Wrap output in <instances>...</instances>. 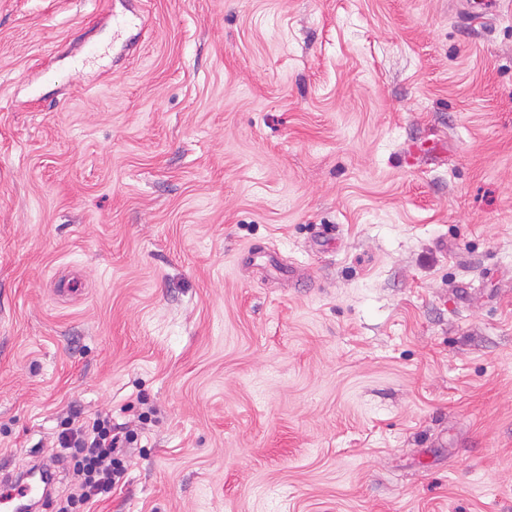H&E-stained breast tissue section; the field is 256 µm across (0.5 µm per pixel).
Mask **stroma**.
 Returning <instances> with one entry per match:
<instances>
[{
	"label": "stroma",
	"mask_w": 512,
	"mask_h": 512,
	"mask_svg": "<svg viewBox=\"0 0 512 512\" xmlns=\"http://www.w3.org/2000/svg\"><path fill=\"white\" fill-rule=\"evenodd\" d=\"M75 411L92 512H512V0H0V466ZM68 418L58 433L56 448L77 484L66 496L57 499V512H90L112 495L116 477L124 470L125 448L136 441L133 432L116 431L112 415ZM88 508V510H85Z\"/></svg>",
	"instance_id": "obj_1"
}]
</instances>
